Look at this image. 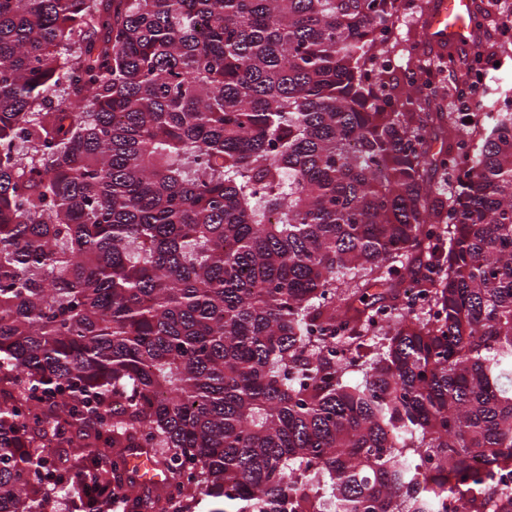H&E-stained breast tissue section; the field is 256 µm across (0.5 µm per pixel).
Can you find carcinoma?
Segmentation results:
<instances>
[{
  "label": "carcinoma",
  "instance_id": "carcinoma-1",
  "mask_svg": "<svg viewBox=\"0 0 512 512\" xmlns=\"http://www.w3.org/2000/svg\"><path fill=\"white\" fill-rule=\"evenodd\" d=\"M399 15L0 0V512H512V111L431 155ZM433 183L434 192L432 198L434 204L436 206H446L448 204V199L453 195L456 189L455 178L447 175L443 171H437L433 175Z\"/></svg>",
  "mask_w": 512,
  "mask_h": 512
}]
</instances>
